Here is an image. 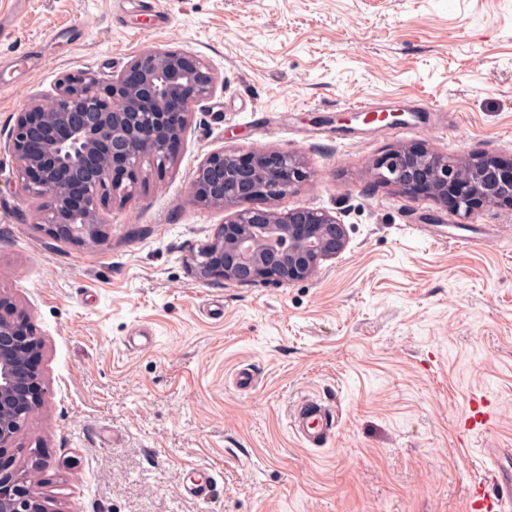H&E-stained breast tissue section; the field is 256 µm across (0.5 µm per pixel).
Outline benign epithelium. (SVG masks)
I'll return each instance as SVG.
<instances>
[{
  "label": "benign epithelium",
  "mask_w": 512,
  "mask_h": 512,
  "mask_svg": "<svg viewBox=\"0 0 512 512\" xmlns=\"http://www.w3.org/2000/svg\"><path fill=\"white\" fill-rule=\"evenodd\" d=\"M216 83L205 60L156 46L134 55L108 81L92 72L66 74L48 102L17 113L5 148L16 162L19 191L34 204L45 232L76 244L99 241L101 212L134 195L146 179L144 162L158 174L175 162L173 146L190 129L189 107L210 98ZM374 169L380 183L424 194L463 219L472 215L471 193L488 208H512L511 160L397 147ZM306 178L298 153L252 151L245 163L236 148L207 154L195 171L191 197L234 213L207 244L189 251L198 276L292 284L343 252L346 226L328 212L253 206L296 192ZM43 349L30 318L0 293V512H49L12 455L29 415L41 405L42 372L30 358Z\"/></svg>",
  "instance_id": "7a95c632"
}]
</instances>
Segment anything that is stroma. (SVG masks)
I'll return each instance as SVG.
<instances>
[{"instance_id": "1", "label": "stroma", "mask_w": 512, "mask_h": 512, "mask_svg": "<svg viewBox=\"0 0 512 512\" xmlns=\"http://www.w3.org/2000/svg\"><path fill=\"white\" fill-rule=\"evenodd\" d=\"M155 46L205 59L215 92L101 243L49 237L0 150V291L44 341L17 466L43 445L51 512H468L483 449L512 448V210L463 224L372 164L512 158V0H0V132L62 75L108 79ZM228 147L301 153L309 180L259 206L329 211L344 252L289 285L199 278L188 250L226 214L189 187ZM476 395L496 415L464 437ZM306 399L337 414L320 449L286 430ZM194 468L210 501L180 491Z\"/></svg>"}]
</instances>
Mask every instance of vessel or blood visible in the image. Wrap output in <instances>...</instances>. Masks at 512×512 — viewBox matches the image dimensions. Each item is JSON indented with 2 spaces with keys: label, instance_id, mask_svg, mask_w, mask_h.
Returning <instances> with one entry per match:
<instances>
[{
  "label": "vessel or blood",
  "instance_id": "1",
  "mask_svg": "<svg viewBox=\"0 0 512 512\" xmlns=\"http://www.w3.org/2000/svg\"><path fill=\"white\" fill-rule=\"evenodd\" d=\"M336 426L335 414L317 403L298 405L288 417L289 431L305 446L323 447ZM484 454L492 464L487 479L475 481L469 498V512H512V458L508 448H488Z\"/></svg>",
  "mask_w": 512,
  "mask_h": 512
}]
</instances>
